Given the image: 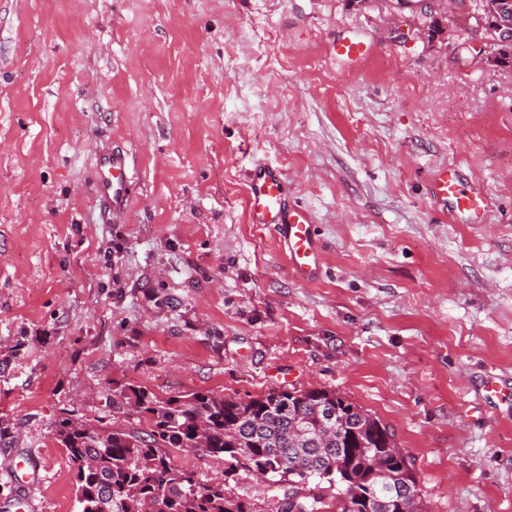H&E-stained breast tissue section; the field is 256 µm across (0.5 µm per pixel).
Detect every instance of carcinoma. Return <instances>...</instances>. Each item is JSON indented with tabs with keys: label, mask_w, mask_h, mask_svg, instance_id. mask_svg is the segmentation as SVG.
<instances>
[{
	"label": "carcinoma",
	"mask_w": 512,
	"mask_h": 512,
	"mask_svg": "<svg viewBox=\"0 0 512 512\" xmlns=\"http://www.w3.org/2000/svg\"><path fill=\"white\" fill-rule=\"evenodd\" d=\"M503 0H479L487 62L512 66V41L501 38L496 15ZM112 412L131 420L99 427L68 417L54 435L74 472L81 512H421L411 456L394 434L333 389L272 388L248 399L196 391L159 397L142 387L112 395ZM147 429L139 428L141 422ZM196 448L224 461V481L203 484L173 464L170 450ZM267 472L270 490L256 498L239 480ZM336 488L330 501L310 483Z\"/></svg>",
	"instance_id": "cac0c4a2"
}]
</instances>
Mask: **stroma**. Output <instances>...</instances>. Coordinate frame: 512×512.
<instances>
[{"label": "stroma", "mask_w": 512, "mask_h": 512, "mask_svg": "<svg viewBox=\"0 0 512 512\" xmlns=\"http://www.w3.org/2000/svg\"><path fill=\"white\" fill-rule=\"evenodd\" d=\"M393 2L0 0V512L26 453L36 512H79L54 423H123L122 386L333 389L411 454L423 512H512V68L460 0L432 40ZM263 161L312 214L316 281L248 220ZM448 164L491 194L483 223L431 205ZM126 157L121 153L100 155L97 162L95 192L97 197L110 206L120 205L126 196Z\"/></svg>", "instance_id": "obj_1"}]
</instances>
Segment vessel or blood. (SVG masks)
I'll return each instance as SVG.
<instances>
[{"instance_id":"obj_1","label":"vessel or blood","mask_w":512,"mask_h":512,"mask_svg":"<svg viewBox=\"0 0 512 512\" xmlns=\"http://www.w3.org/2000/svg\"><path fill=\"white\" fill-rule=\"evenodd\" d=\"M126 157L121 153L99 156L95 192L105 204L116 206L126 196ZM430 198L440 205H452L471 222L482 221L489 207L487 195L465 184L458 168L444 166L431 175ZM249 221L272 227L278 247L289 265L302 277L315 279L323 265V250L314 232L308 210L291 205L281 170L271 164L258 165L247 180Z\"/></svg>"}]
</instances>
